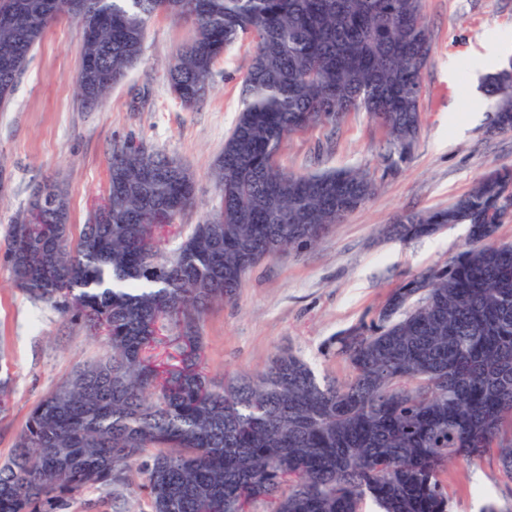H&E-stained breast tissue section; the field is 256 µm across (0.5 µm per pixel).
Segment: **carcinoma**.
Here are the masks:
<instances>
[{"mask_svg":"<svg viewBox=\"0 0 512 512\" xmlns=\"http://www.w3.org/2000/svg\"><path fill=\"white\" fill-rule=\"evenodd\" d=\"M189 20L193 41L169 67L191 108L242 37L255 44L242 107L215 172L213 224L182 232L192 174L151 152L171 176L143 178L142 146L116 140L106 219L73 236L60 211L8 225L0 263L33 302L105 338L110 354L78 366L30 411L0 462V512H70L86 491L139 482L147 512H450L448 465L494 450L512 482V167L447 208L387 228L422 239L468 234L448 262L393 289L370 320L326 350L350 375L319 377L291 350L257 374L217 383L200 323L238 296L258 262L305 252L407 161L421 130V70L431 56L422 0H0V105L61 16L81 30L80 101L105 100L139 61L148 22ZM493 131H512V69L484 80ZM364 112L386 134L382 171H286L283 142ZM174 236L177 247L168 249ZM13 380L0 377V420Z\"/></svg>","mask_w":512,"mask_h":512,"instance_id":"cac0c4a2","label":"carcinoma"}]
</instances>
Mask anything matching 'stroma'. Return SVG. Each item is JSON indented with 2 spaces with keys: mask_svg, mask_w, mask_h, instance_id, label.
Returning <instances> with one entry per match:
<instances>
[{
  "mask_svg": "<svg viewBox=\"0 0 512 512\" xmlns=\"http://www.w3.org/2000/svg\"><path fill=\"white\" fill-rule=\"evenodd\" d=\"M432 32L431 60L422 73V131L411 158L378 193L335 225L313 249L266 259L244 276L233 303L214 305L201 322L205 368L214 380L255 374L278 352L292 350L318 375L345 379L350 371L325 346L340 331L371 317L409 274L445 262L467 235L454 224L438 235L400 242L382 232L393 216L443 208L482 177L512 164V132L491 135L493 114L480 88L487 40L512 51V0H423ZM194 36L192 24L166 15L149 24L140 63L100 106L77 95L81 41L68 18L54 22L34 47L6 108H0V239L45 178L63 183L73 226L87 223L108 184L110 148L130 140L165 153L194 175L198 204L180 224L206 223L220 203L215 165L241 107L254 44L229 47L213 71L211 94L187 109L170 91L166 70ZM385 138L352 113L337 132L317 127L290 136L279 161L292 172L346 166L380 169ZM0 349L14 377L13 408L0 421V459L32 406L77 366L110 349L81 324L14 288L0 266ZM452 512L512 505V484L499 476L496 453L448 467Z\"/></svg>",
  "mask_w": 512,
  "mask_h": 512,
  "instance_id": "obj_1",
  "label": "stroma"
}]
</instances>
